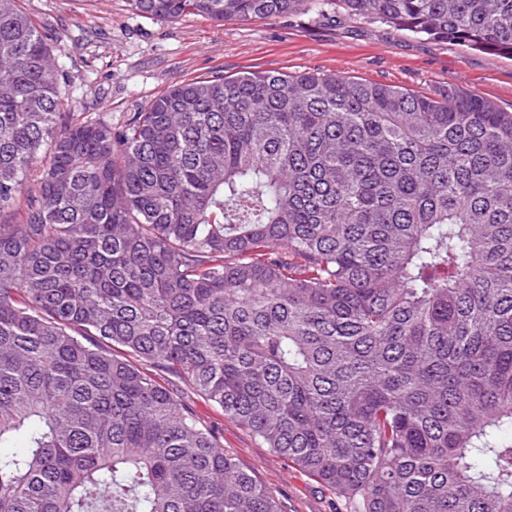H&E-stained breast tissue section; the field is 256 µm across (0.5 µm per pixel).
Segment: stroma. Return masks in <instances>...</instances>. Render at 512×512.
<instances>
[{"mask_svg": "<svg viewBox=\"0 0 512 512\" xmlns=\"http://www.w3.org/2000/svg\"><path fill=\"white\" fill-rule=\"evenodd\" d=\"M55 31L54 60L78 89L77 105L123 128L163 91L216 73L335 72L430 94L454 85L512 111V57L433 40L333 10L216 23L139 13L130 0H23ZM160 382L282 504L284 512H353L346 498L276 456L175 375Z\"/></svg>", "mask_w": 512, "mask_h": 512, "instance_id": "obj_1", "label": "stroma"}]
</instances>
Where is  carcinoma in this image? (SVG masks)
<instances>
[{"label": "carcinoma", "mask_w": 512, "mask_h": 512, "mask_svg": "<svg viewBox=\"0 0 512 512\" xmlns=\"http://www.w3.org/2000/svg\"><path fill=\"white\" fill-rule=\"evenodd\" d=\"M133 4L512 57V0ZM53 40L0 0V512H283L155 368L359 512H512V112L248 71L114 131Z\"/></svg>", "instance_id": "obj_1"}]
</instances>
